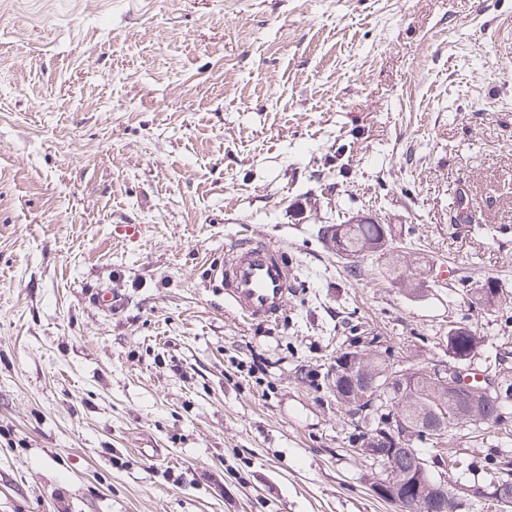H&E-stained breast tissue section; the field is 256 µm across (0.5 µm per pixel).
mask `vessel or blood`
<instances>
[{"label": "vessel or blood", "instance_id": "1", "mask_svg": "<svg viewBox=\"0 0 512 512\" xmlns=\"http://www.w3.org/2000/svg\"><path fill=\"white\" fill-rule=\"evenodd\" d=\"M210 278L224 288V302L249 322L280 320L295 289V269L278 244L251 236L230 239Z\"/></svg>", "mask_w": 512, "mask_h": 512}]
</instances>
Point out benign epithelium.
<instances>
[{
	"label": "benign epithelium",
	"instance_id": "obj_1",
	"mask_svg": "<svg viewBox=\"0 0 512 512\" xmlns=\"http://www.w3.org/2000/svg\"><path fill=\"white\" fill-rule=\"evenodd\" d=\"M420 376L439 379L454 394L462 407V410L456 412V417L466 425L479 426L485 423V420L473 417L469 410L474 400L493 404L512 402V371L509 369L497 373L490 381L479 375L474 377L458 365L448 366V372L444 373L436 367L426 370L412 368L398 359L391 361L386 378L381 380L364 379L358 364L351 361L347 362L344 370L334 367L328 371L330 381L341 378L360 382L363 394L359 395L354 406L364 411L376 409L381 417L378 430L368 434L364 443L356 449V453L365 458L387 463L388 478H376L373 481V492L400 508L419 504L425 512H460L468 499L479 496L483 489L465 486L450 491L446 478L430 480L427 472L446 469L447 459L444 455L436 454L430 459L416 460L415 472L422 477L420 481H410L402 472L400 460L402 454L411 453L415 433L428 434L432 438L436 436L440 443L444 440L440 436L444 425L436 427L428 419L409 425L394 406L393 392L404 390Z\"/></svg>",
	"mask_w": 512,
	"mask_h": 512
}]
</instances>
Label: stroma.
I'll use <instances>...</instances> for the list:
<instances>
[{
  "label": "stroma",
  "mask_w": 512,
  "mask_h": 512,
  "mask_svg": "<svg viewBox=\"0 0 512 512\" xmlns=\"http://www.w3.org/2000/svg\"><path fill=\"white\" fill-rule=\"evenodd\" d=\"M354 215L452 279L350 269L319 230ZM238 234L294 263L278 322L209 280ZM484 276L512 291V0H0V512H398L323 377L354 335L512 350ZM496 446L455 430L451 481ZM479 284H476L474 288H470L467 290V293L470 292L471 295L469 297V304L471 307L473 305L472 298L476 300L475 307L483 308V309H497V310H505L508 312L512 311V293L503 290V286L497 280L486 278L482 281H478Z\"/></svg>",
  "instance_id": "obj_1"
}]
</instances>
